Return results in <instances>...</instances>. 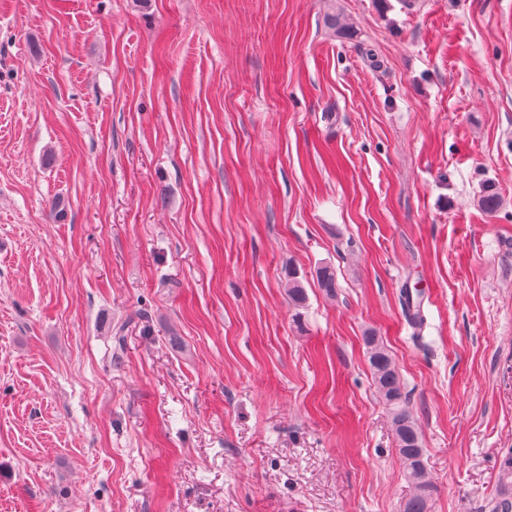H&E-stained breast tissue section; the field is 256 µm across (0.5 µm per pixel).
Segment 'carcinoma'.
Wrapping results in <instances>:
<instances>
[{"label":"carcinoma","instance_id":"1","mask_svg":"<svg viewBox=\"0 0 512 512\" xmlns=\"http://www.w3.org/2000/svg\"><path fill=\"white\" fill-rule=\"evenodd\" d=\"M500 194L493 184L484 187L478 206L487 213L500 206ZM319 288L328 296L336 294V273L328 265L315 271ZM288 299L299 307L305 303L302 283L292 276L288 279ZM367 356L376 389L388 407L396 438L397 454L412 493L404 505V512H431L434 485L428 477L424 461L421 435L408 409V399L400 382L398 370L387 347L376 336L365 337ZM484 512H512V449L502 457L495 491L484 504Z\"/></svg>","mask_w":512,"mask_h":512}]
</instances>
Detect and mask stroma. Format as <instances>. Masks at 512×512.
Returning <instances> with one entry per match:
<instances>
[{
	"instance_id": "35a3bbf8",
	"label": "stroma",
	"mask_w": 512,
	"mask_h": 512,
	"mask_svg": "<svg viewBox=\"0 0 512 512\" xmlns=\"http://www.w3.org/2000/svg\"><path fill=\"white\" fill-rule=\"evenodd\" d=\"M328 1L0 0V512H403L370 334L493 493L512 0Z\"/></svg>"
}]
</instances>
